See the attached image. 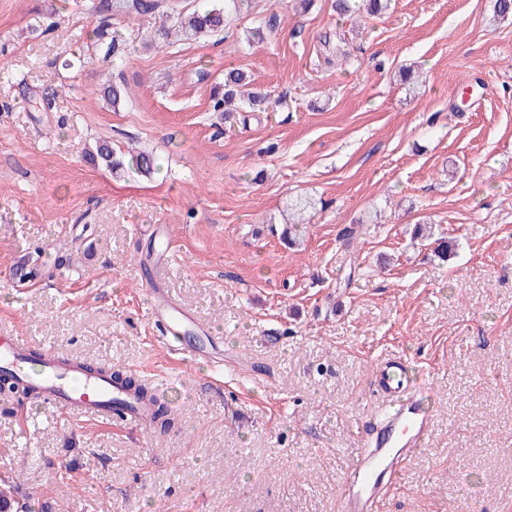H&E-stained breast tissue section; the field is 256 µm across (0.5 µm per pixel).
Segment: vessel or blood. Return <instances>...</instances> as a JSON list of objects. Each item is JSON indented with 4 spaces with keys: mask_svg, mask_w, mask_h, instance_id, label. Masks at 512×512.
<instances>
[{
    "mask_svg": "<svg viewBox=\"0 0 512 512\" xmlns=\"http://www.w3.org/2000/svg\"><path fill=\"white\" fill-rule=\"evenodd\" d=\"M153 311L168 343L178 345L192 321L190 314L162 295L155 296ZM30 353V347L12 330L0 329V365L28 376ZM42 363L35 398L80 417L90 416L107 424L117 418L147 428L148 416L142 407L113 408L112 397L119 388L112 380L91 375L82 365L59 359L49 350L43 351ZM374 383L381 393V404L363 427L359 453L345 467L340 512H382L400 472L430 439L432 416L412 384L406 363L395 357L381 359L374 369Z\"/></svg>",
    "mask_w": 512,
    "mask_h": 512,
    "instance_id": "1",
    "label": "vessel or blood"
}]
</instances>
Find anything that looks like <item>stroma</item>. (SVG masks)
<instances>
[{"mask_svg": "<svg viewBox=\"0 0 512 512\" xmlns=\"http://www.w3.org/2000/svg\"><path fill=\"white\" fill-rule=\"evenodd\" d=\"M93 3L0 0V327L134 373L178 423L0 399V485L32 512H338L394 352L435 424L384 512H512V21L494 0H245L221 41L122 29L118 63ZM274 13L276 38L248 42ZM231 68L279 106L212 111ZM98 141L158 174L92 165ZM300 196L313 216L288 246ZM426 223L455 257L412 240ZM158 288L194 342H223V387L162 343Z\"/></svg>", "mask_w": 512, "mask_h": 512, "instance_id": "1", "label": "stroma"}]
</instances>
